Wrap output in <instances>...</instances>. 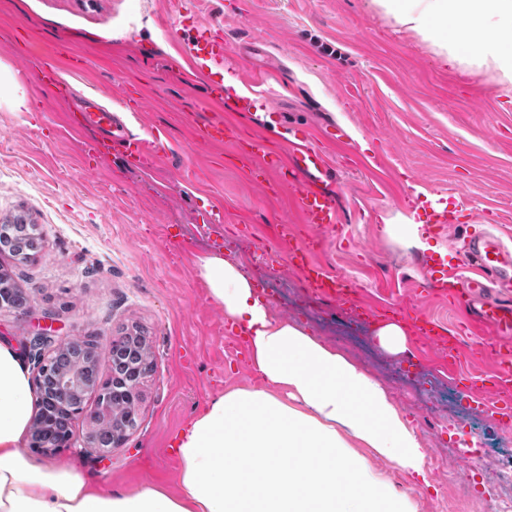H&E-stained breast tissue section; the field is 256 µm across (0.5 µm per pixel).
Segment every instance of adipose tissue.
Masks as SVG:
<instances>
[{
    "label": "adipose tissue",
    "mask_w": 512,
    "mask_h": 512,
    "mask_svg": "<svg viewBox=\"0 0 512 512\" xmlns=\"http://www.w3.org/2000/svg\"><path fill=\"white\" fill-rule=\"evenodd\" d=\"M449 68L492 72L512 98V0H375ZM197 273L241 327L262 388L211 398L176 437V492L115 491L75 465L38 463L22 443L36 413L27 370L0 344V512H416L364 451L426 474L418 435L389 390L295 323L273 320L248 274L222 252Z\"/></svg>",
    "instance_id": "1"
}]
</instances>
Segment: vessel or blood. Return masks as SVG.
I'll list each match as a JSON object with an SVG mask.
<instances>
[{"label": "vessel or blood", "mask_w": 512, "mask_h": 512, "mask_svg": "<svg viewBox=\"0 0 512 512\" xmlns=\"http://www.w3.org/2000/svg\"><path fill=\"white\" fill-rule=\"evenodd\" d=\"M181 19L187 23L189 33L184 36L180 31H173L171 40L174 53L171 60L192 80L201 82L206 88L205 109L209 117L197 126L199 142L208 145L236 143L235 127L224 118V106L228 103L237 112L264 113L271 125L284 128L289 158H281L278 153L270 151L262 136L247 144H236L246 162L247 177L252 184L264 190L295 191L302 222L317 227L320 236L302 241L293 249L289 255V267L301 274L309 290L339 305L352 301L358 290L357 284L336 277L314 258L324 244V235L341 222L340 208L332 190L335 176L328 150L344 142L343 130L334 125L315 131L302 125L286 124L282 112L273 105L271 95L266 90L268 84L278 82L277 73L242 78L237 89L227 90L224 83L227 58L222 30L214 24L200 21L190 11L183 13ZM40 72L44 84L55 88L57 95H68L69 85L61 75V62L47 61L41 65ZM92 123L104 128L105 133L83 141L81 151L85 156L114 153L120 155L126 165L144 173L166 157L161 144H150L145 134L133 132L112 111L80 112L79 116L68 121L67 130L81 138L86 127ZM413 206L419 211V221L427 224L435 234H446L455 221L454 212L449 209L445 199L418 198ZM465 262L479 270V277L459 275L447 259L435 258L430 268V291L441 295L451 292L468 302H479L474 319L490 327L495 334L487 344L488 349L512 344V303L505 299H483L486 285L481 280L482 275L490 274L499 283H511L512 250L504 248L496 237L478 233L470 241ZM419 330L429 342L447 351L449 363L457 362L460 328H449L424 318L420 321ZM458 383L469 404L479 407L490 405L500 421H512L511 364H501L498 371L488 376L463 374Z\"/></svg>", "instance_id": "1"}]
</instances>
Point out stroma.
I'll list each match as a JSON object with an SVG mask.
<instances>
[{
	"label": "stroma",
	"instance_id": "stroma-1",
	"mask_svg": "<svg viewBox=\"0 0 512 512\" xmlns=\"http://www.w3.org/2000/svg\"><path fill=\"white\" fill-rule=\"evenodd\" d=\"M170 0H0V77L20 84L31 112L11 111L0 99V218L28 210L44 240L36 262L0 254L26 293L25 311L0 312V342L33 367L30 339L43 327L53 343L95 340L100 369L109 367L110 341L139 324L150 345L153 372L142 383L138 424L126 447L100 459L81 451L87 421L73 427L71 445L37 461L79 464L92 480L115 490L172 480L176 432L211 397L233 388H257L248 354L235 328L207 297L195 259L221 250L239 260L253 280L273 283L280 299L270 313L296 323L376 376L415 427L427 460L447 447L434 420L453 419L485 450L487 469L512 464V424L464 404L458 372L493 371L494 356L477 357L490 328L466 329L458 367H441V350L412 336L420 366L408 373L381 349L376 325L354 328L346 311L304 288L287 265L291 243L280 223L305 235L290 193L265 195L225 162L221 147H193L191 108L205 91L170 61ZM200 20L221 19L239 33L228 47L235 67L275 72L284 79L274 97L288 123L342 127L349 144L333 150L342 222L326 238L319 261L359 286L363 306L390 307L407 326L417 315L456 325L465 302L424 292L432 257L463 251L473 216L491 225L512 247V101L499 97L490 73L444 68L432 47L397 25L372 0H197ZM78 59L66 80L79 98L118 109L115 81L144 87L150 105L131 129L148 126L167 146L166 162L149 174L111 156L84 167L80 144L62 127L66 106L38 79L42 54ZM462 196L459 222L445 239L419 231V244L389 237V224H411L413 194ZM224 221H208L210 203ZM276 256L279 270L263 253ZM414 503L436 512L449 477L470 471L466 459H449L427 481L368 455Z\"/></svg>",
	"mask_w": 512,
	"mask_h": 512
}]
</instances>
